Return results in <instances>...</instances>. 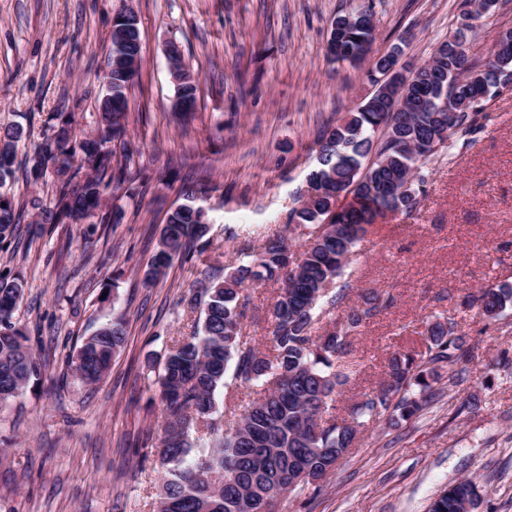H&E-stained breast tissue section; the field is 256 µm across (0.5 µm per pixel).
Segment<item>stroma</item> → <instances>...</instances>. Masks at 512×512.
I'll return each instance as SVG.
<instances>
[{
	"label": "stroma",
	"instance_id": "stroma-1",
	"mask_svg": "<svg viewBox=\"0 0 512 512\" xmlns=\"http://www.w3.org/2000/svg\"><path fill=\"white\" fill-rule=\"evenodd\" d=\"M463 0H374L375 49L403 48L411 68L457 26ZM351 0H0V128L22 125L8 186L21 212L17 238L0 244V275L24 279L13 320L33 338L40 381L0 405V512H154L162 473L147 443L162 405L152 366L193 317L179 301L205 269H230L241 240L261 247L287 224L306 186L318 129L371 92L365 66L330 63L329 24ZM140 19L143 63L129 93L131 185L107 190L85 223L45 225L54 168L26 172L57 113L78 135L100 120L115 16ZM512 27V0L466 34L481 55ZM177 42L200 86L199 117L178 124L164 53ZM490 119L455 163L435 158L412 217L378 220L357 245L336 313L365 289L395 298L355 333L360 374L337 406L374 387L390 353L419 350L432 316L455 322L472 353L443 371L434 396L407 421L381 418L319 485L281 496L277 512H427L464 476L482 486L474 512H512V310L485 321L462 303L477 289L512 284V91L490 101ZM213 186L202 200L207 244L145 284L170 209L183 186ZM240 240L227 236L229 229ZM278 285L247 288L244 323L263 338ZM120 319L127 335L95 385L66 376L82 336Z\"/></svg>",
	"mask_w": 512,
	"mask_h": 512
}]
</instances>
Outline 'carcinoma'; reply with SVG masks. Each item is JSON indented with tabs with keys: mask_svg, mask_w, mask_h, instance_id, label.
<instances>
[{
	"mask_svg": "<svg viewBox=\"0 0 512 512\" xmlns=\"http://www.w3.org/2000/svg\"><path fill=\"white\" fill-rule=\"evenodd\" d=\"M471 9L459 18L475 19L495 11L498 0H466ZM354 30L338 58L354 66L367 61L376 40L374 0H359L346 14ZM461 50L444 40L429 61L401 81L403 101L374 102L365 98L343 119L325 125L317 139L308 184L290 213L286 231L308 230L300 258L290 260L289 237L276 233L261 250L239 249L238 265L223 277L203 272L202 288L180 300L199 317L192 332L175 340L160 359L156 383L162 403L161 434L152 453L162 469L156 512H276L278 499L299 486L315 484L358 439L365 422L385 415L409 420L420 409L415 394L434 395L440 370L470 360L471 349L456 324L431 317L425 322L424 348L390 355L378 385L362 394L348 416L323 415L335 401L336 388L356 375L349 361L354 332L363 322L391 307L394 297L368 289L362 304L350 308L333 330L318 334L325 307L335 308L340 295H327L323 284L345 276L356 244L387 214L412 215L425 193V167L437 155L450 156L469 148L485 128L489 101L512 87V29L500 32L479 62L469 55L462 29L454 34ZM112 55L142 65L140 32H111ZM107 90L100 101L109 131L79 139L70 121L53 127L33 157L29 174L39 177L48 164L57 166L54 205L44 211V224H71L90 216L104 191L136 181L138 172L114 164L129 159L128 90L132 84L120 66L106 73ZM180 116L198 111L199 88L192 80L178 86ZM22 128L0 132V187L13 168ZM80 158L89 173L70 172ZM184 202L172 209L162 227L156 254L145 273L149 284L165 275L174 260L188 261L206 234L208 224L197 192L186 190ZM0 244L17 232L20 215L13 198L0 193ZM282 281L269 309V345L261 348L246 336L243 320L246 288L267 280ZM24 293L19 277L0 276V405L23 393L40 365L30 337L11 321ZM465 307L487 319L512 308V286L480 288L468 295ZM120 322L106 323L83 338L68 355V366L87 385L99 383L124 344ZM253 390L236 425H224L217 400L226 378ZM203 440L205 447L197 449ZM441 492L428 512H470L468 496L477 482L457 481Z\"/></svg>",
	"mask_w": 512,
	"mask_h": 512,
	"instance_id": "obj_1",
	"label": "carcinoma"
}]
</instances>
